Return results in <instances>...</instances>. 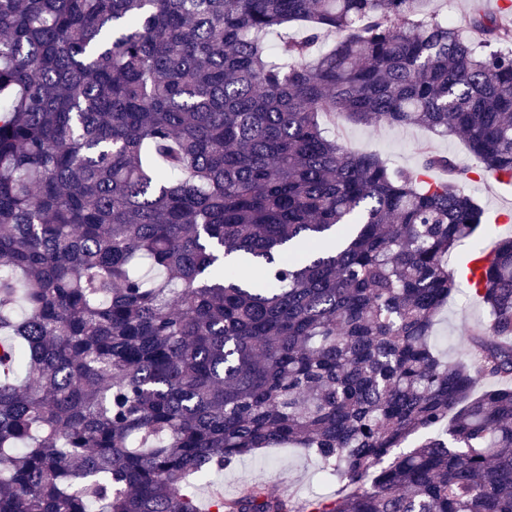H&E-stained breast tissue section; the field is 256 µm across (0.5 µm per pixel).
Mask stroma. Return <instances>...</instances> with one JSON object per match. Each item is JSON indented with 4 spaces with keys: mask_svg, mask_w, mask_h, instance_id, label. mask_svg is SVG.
<instances>
[{
    "mask_svg": "<svg viewBox=\"0 0 512 512\" xmlns=\"http://www.w3.org/2000/svg\"><path fill=\"white\" fill-rule=\"evenodd\" d=\"M504 0H426L425 10L452 20L479 12L497 15L512 25V12L504 11ZM326 131L347 149L378 155L390 167L414 170L422 162V149L447 154L469 162L463 139L438 138L415 126L356 124L338 118L327 121ZM462 188L472 195L484 211V224H499L502 215H512V186L494 178L462 181ZM483 304L468 288H460L440 312L432 329V339L439 353L448 359L465 357L468 328L483 320ZM247 483H257L275 494L292 497L297 502L335 494L336 482L323 478L317 459L302 448H266L241 458L230 467L212 473L207 480L196 482L190 492L199 505H206L213 490L231 494Z\"/></svg>",
    "mask_w": 512,
    "mask_h": 512,
    "instance_id": "obj_1",
    "label": "stroma"
}]
</instances>
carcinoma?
Wrapping results in <instances>:
<instances>
[{
	"label": "carcinoma",
	"instance_id": "obj_1",
	"mask_svg": "<svg viewBox=\"0 0 512 512\" xmlns=\"http://www.w3.org/2000/svg\"><path fill=\"white\" fill-rule=\"evenodd\" d=\"M420 2L0 0V512H198L288 444L343 484L306 512H512V386L472 394L512 381V237L467 359L431 340L483 217L431 171L512 183V28ZM341 115L476 166L393 169ZM325 128L330 137L336 138L347 149L374 153L392 168L415 170L422 162L421 150L424 148L450 155L466 164L474 162L460 137L436 138L415 126L364 125L336 118L327 120Z\"/></svg>",
	"mask_w": 512,
	"mask_h": 512
}]
</instances>
